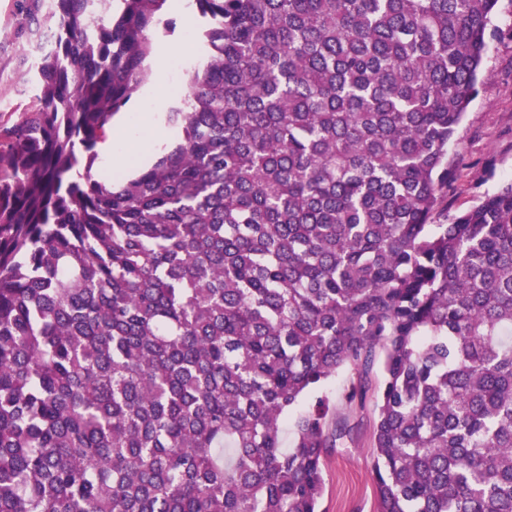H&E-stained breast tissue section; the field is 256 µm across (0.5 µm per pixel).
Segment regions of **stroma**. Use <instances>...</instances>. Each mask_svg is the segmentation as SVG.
Returning a JSON list of instances; mask_svg holds the SVG:
<instances>
[{
	"label": "stroma",
	"instance_id": "stroma-1",
	"mask_svg": "<svg viewBox=\"0 0 512 512\" xmlns=\"http://www.w3.org/2000/svg\"><path fill=\"white\" fill-rule=\"evenodd\" d=\"M457 177L448 188V208L458 212L512 179V0H498L480 73V89L448 152ZM355 378L339 372L324 388L330 408L347 418L352 437L331 449L324 463L323 512H377L373 453L368 443L371 404L346 406Z\"/></svg>",
	"mask_w": 512,
	"mask_h": 512
}]
</instances>
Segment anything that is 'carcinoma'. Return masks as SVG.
Here are the masks:
<instances>
[{"label":"carcinoma","mask_w":512,"mask_h":512,"mask_svg":"<svg viewBox=\"0 0 512 512\" xmlns=\"http://www.w3.org/2000/svg\"><path fill=\"white\" fill-rule=\"evenodd\" d=\"M166 2L0 37L59 36L0 114V512H321L343 369L378 512H512V180L448 213L498 0H191L182 141L116 185Z\"/></svg>","instance_id":"obj_1"}]
</instances>
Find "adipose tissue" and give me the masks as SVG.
<instances>
[{"mask_svg": "<svg viewBox=\"0 0 512 512\" xmlns=\"http://www.w3.org/2000/svg\"><path fill=\"white\" fill-rule=\"evenodd\" d=\"M174 49L158 51L154 61V81L150 98L135 112L125 113L116 124L111 142L103 149L107 169L116 171L128 164H148L175 137L162 113L165 84Z\"/></svg>", "mask_w": 512, "mask_h": 512, "instance_id": "adipose-tissue-1", "label": "adipose tissue"}]
</instances>
